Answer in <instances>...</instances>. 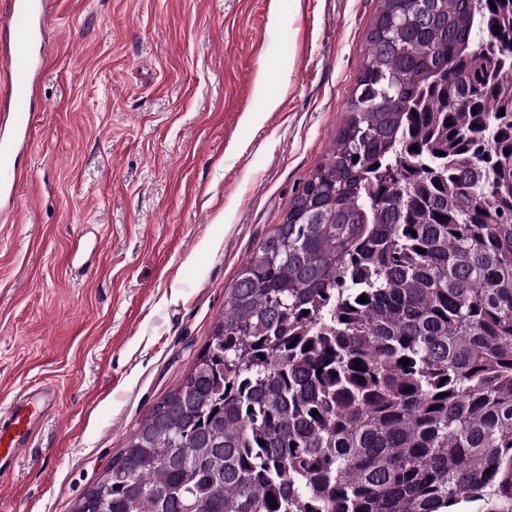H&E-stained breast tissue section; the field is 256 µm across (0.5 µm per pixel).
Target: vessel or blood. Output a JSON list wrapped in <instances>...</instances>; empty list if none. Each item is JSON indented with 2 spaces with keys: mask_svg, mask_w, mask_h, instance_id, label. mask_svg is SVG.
<instances>
[{
  "mask_svg": "<svg viewBox=\"0 0 512 512\" xmlns=\"http://www.w3.org/2000/svg\"><path fill=\"white\" fill-rule=\"evenodd\" d=\"M42 8L41 0H10L12 40L7 55L12 130L0 138V200L7 202L13 201L14 189L24 178L18 165L19 152L38 118L34 72L48 62L47 56L37 50ZM55 405L54 391L43 387L0 410L1 479L9 476L16 459L29 448L39 421Z\"/></svg>",
  "mask_w": 512,
  "mask_h": 512,
  "instance_id": "vessel-or-blood-1",
  "label": "vessel or blood"
}]
</instances>
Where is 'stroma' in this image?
I'll return each mask as SVG.
<instances>
[{
    "instance_id": "obj_1",
    "label": "stroma",
    "mask_w": 512,
    "mask_h": 512,
    "mask_svg": "<svg viewBox=\"0 0 512 512\" xmlns=\"http://www.w3.org/2000/svg\"><path fill=\"white\" fill-rule=\"evenodd\" d=\"M378 9L46 0L40 118L0 209V407L36 382L57 407L0 512H73L182 381L336 141Z\"/></svg>"
}]
</instances>
